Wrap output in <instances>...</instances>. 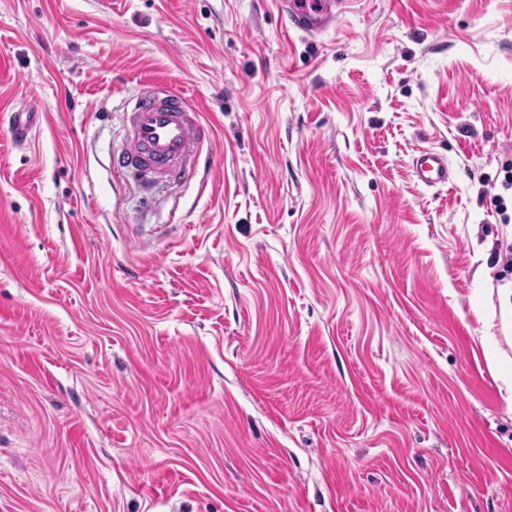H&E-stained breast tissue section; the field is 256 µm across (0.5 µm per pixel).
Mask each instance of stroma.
<instances>
[{"label":"stroma","instance_id":"stroma-1","mask_svg":"<svg viewBox=\"0 0 512 512\" xmlns=\"http://www.w3.org/2000/svg\"><path fill=\"white\" fill-rule=\"evenodd\" d=\"M154 79L213 141L149 189L114 158ZM510 170L512 0L317 35L275 0H0V512H512ZM39 112H14L12 118V136L18 143L27 141L35 129ZM419 153L412 160V171L416 183L426 188L448 185L451 178L448 158L430 150Z\"/></svg>","mask_w":512,"mask_h":512}]
</instances>
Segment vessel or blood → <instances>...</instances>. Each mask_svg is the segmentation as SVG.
Returning <instances> with one entry per match:
<instances>
[{"label": "vessel or blood", "instance_id": "vessel-or-blood-1", "mask_svg": "<svg viewBox=\"0 0 512 512\" xmlns=\"http://www.w3.org/2000/svg\"><path fill=\"white\" fill-rule=\"evenodd\" d=\"M281 6L290 27L315 34L335 22L343 0H281ZM37 118L30 111L14 113L11 129L17 142L31 137ZM205 136L201 114L183 92L161 81L143 83L132 101L129 144L119 165L146 180L194 175ZM412 171L416 183L426 188L448 185L451 178L447 157L430 150L413 158Z\"/></svg>", "mask_w": 512, "mask_h": 512}]
</instances>
